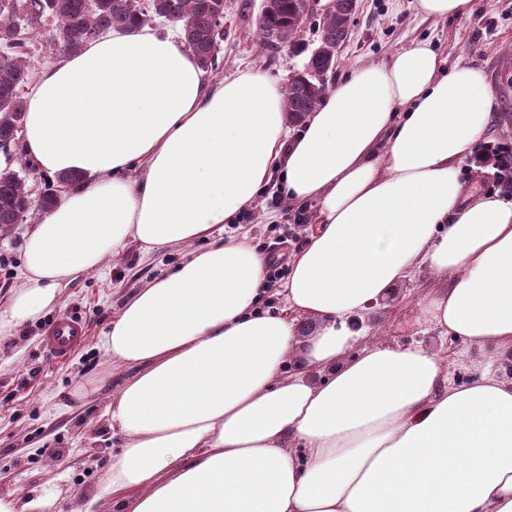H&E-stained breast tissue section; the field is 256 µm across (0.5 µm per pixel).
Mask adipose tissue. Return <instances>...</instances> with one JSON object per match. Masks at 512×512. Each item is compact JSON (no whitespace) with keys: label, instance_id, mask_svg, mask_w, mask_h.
<instances>
[{"label":"adipose tissue","instance_id":"adipose-tissue-1","mask_svg":"<svg viewBox=\"0 0 512 512\" xmlns=\"http://www.w3.org/2000/svg\"><path fill=\"white\" fill-rule=\"evenodd\" d=\"M494 108L482 70L422 40L357 69L297 125L255 70L214 81L169 32H108L43 69L23 152L78 174L33 224L0 335L135 243L185 248L103 337L126 375L105 484L125 512H512V199L464 193ZM279 172L314 226L263 309L266 257L225 236ZM420 323L486 352L454 383L434 347L358 319L415 269ZM316 319L301 337L297 315Z\"/></svg>","mask_w":512,"mask_h":512}]
</instances>
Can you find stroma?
<instances>
[{"instance_id":"obj_1","label":"stroma","mask_w":512,"mask_h":512,"mask_svg":"<svg viewBox=\"0 0 512 512\" xmlns=\"http://www.w3.org/2000/svg\"><path fill=\"white\" fill-rule=\"evenodd\" d=\"M261 0H224V41L218 54L216 80L254 69L280 84L304 70L319 45L316 21H309L297 47H258L255 19ZM348 38L335 65L326 73L334 87L354 69L386 60L419 40H430L449 64L469 63L481 69L496 108L473 156L459 166L465 194L496 193L500 186L491 165L482 163L488 147L512 146V0H478L468 17L435 19L419 14L415 0H359L347 24ZM249 217L237 221L236 233L263 254L283 247L299 251L312 221L313 206L287 204L278 179L271 181L248 206ZM28 224L0 233V303H6L23 281V248ZM183 249L150 254L131 244L110 257L102 270L64 288L60 303L15 335L0 338V496L52 500V512H119L104 478L112 456L122 445L109 428L105 408L124 371L111 365L101 338L128 295L161 272L176 266ZM426 273L415 272L390 300L372 305L362 315L376 340L388 346L427 343L441 348L450 377L463 384L477 378L486 356L461 340L446 337L417 322L419 306L432 298ZM73 314L87 326L83 347L67 360L50 359L40 347L44 328L55 315ZM85 395H78V388ZM58 457H51V450Z\"/></svg>"}]
</instances>
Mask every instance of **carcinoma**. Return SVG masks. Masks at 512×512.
<instances>
[{
    "label": "carcinoma",
    "instance_id": "obj_1",
    "mask_svg": "<svg viewBox=\"0 0 512 512\" xmlns=\"http://www.w3.org/2000/svg\"><path fill=\"white\" fill-rule=\"evenodd\" d=\"M353 0H335L322 18L319 47L345 41V20ZM315 14L301 0H276L256 21L259 43L269 49L291 47ZM159 19L180 26L181 40L205 72L218 70L224 42L221 0H0V146L12 148L23 127L26 105L22 87L32 78L35 59L32 40L63 57L76 54L108 31H122ZM325 89L300 73L288 81L284 107L299 122L315 109ZM59 201L55 186L38 200L31 199L26 179L12 169L0 170V231L27 219H37Z\"/></svg>",
    "mask_w": 512,
    "mask_h": 512
}]
</instances>
